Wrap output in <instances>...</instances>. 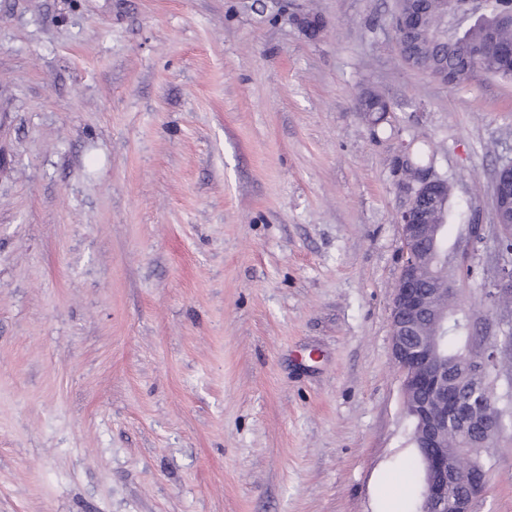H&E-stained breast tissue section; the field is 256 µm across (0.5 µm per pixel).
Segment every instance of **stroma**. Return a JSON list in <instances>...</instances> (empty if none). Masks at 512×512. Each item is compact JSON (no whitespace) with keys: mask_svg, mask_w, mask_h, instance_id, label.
<instances>
[{"mask_svg":"<svg viewBox=\"0 0 512 512\" xmlns=\"http://www.w3.org/2000/svg\"><path fill=\"white\" fill-rule=\"evenodd\" d=\"M393 9L0 0V512H376L388 462L413 498L393 158L431 143L449 243L492 224L512 82L409 68ZM487 455L512 512V431Z\"/></svg>","mask_w":512,"mask_h":512,"instance_id":"obj_1","label":"stroma"}]
</instances>
